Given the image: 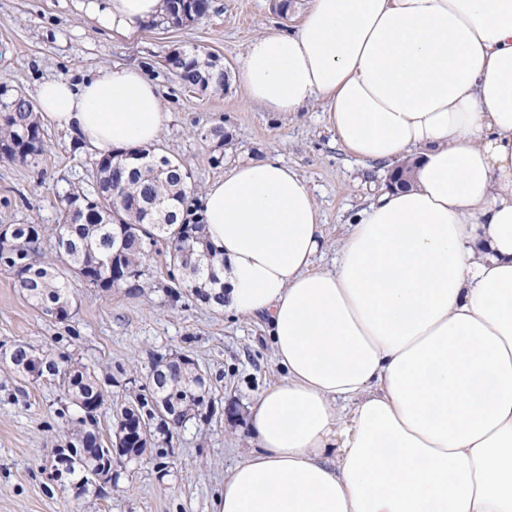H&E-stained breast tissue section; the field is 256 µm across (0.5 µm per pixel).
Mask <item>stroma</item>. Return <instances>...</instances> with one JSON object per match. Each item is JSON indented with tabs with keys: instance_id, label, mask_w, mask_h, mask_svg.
<instances>
[{
	"instance_id": "35a3bbf8",
	"label": "stroma",
	"mask_w": 512,
	"mask_h": 512,
	"mask_svg": "<svg viewBox=\"0 0 512 512\" xmlns=\"http://www.w3.org/2000/svg\"><path fill=\"white\" fill-rule=\"evenodd\" d=\"M307 0L278 18L271 0H209L206 15L179 28L143 27L132 38L113 36L76 7L75 0H0V100L34 95L50 78L82 79L102 65L142 68L158 85L169 120L157 145L187 163L198 188L222 178L226 167L278 154L306 177L325 225L317 262L331 266L348 220L388 181L389 168L360 164L337 144L320 104L276 117L245 100L237 84L219 93L184 86L164 65L168 51L207 47L235 72L247 42L279 21L293 27ZM223 126L232 143L223 165L211 162L201 130ZM44 152L27 163L0 157V226L57 224L64 197L96 183L99 152L75 147L70 135L40 125ZM40 259L65 276L74 296L71 317L57 323L23 297L13 274L0 268V346L26 343L72 360L110 367L111 397L137 392L155 354L187 356L206 374L215 413L189 421L174 435L166 458L149 448L138 460L113 467L112 487L75 492L43 471L46 451L67 447L71 418L62 379L29 382L0 363V512H216L224 477L254 449L250 407L283 376L262 322L238 318L193 298L163 305L158 293H102L70 273L45 237Z\"/></svg>"
}]
</instances>
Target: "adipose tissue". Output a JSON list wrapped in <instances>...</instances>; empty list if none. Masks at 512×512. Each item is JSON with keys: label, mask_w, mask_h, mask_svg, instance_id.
<instances>
[{"label": "adipose tissue", "mask_w": 512, "mask_h": 512, "mask_svg": "<svg viewBox=\"0 0 512 512\" xmlns=\"http://www.w3.org/2000/svg\"><path fill=\"white\" fill-rule=\"evenodd\" d=\"M82 7L129 38L164 0ZM236 79L277 115L319 103L357 161L415 168L354 216L330 269L309 182L278 156L206 187L223 308L265 321L285 372L217 512H512V0H309ZM35 102L102 152L153 145L168 118L118 64Z\"/></svg>", "instance_id": "ef3b65f1"}]
</instances>
